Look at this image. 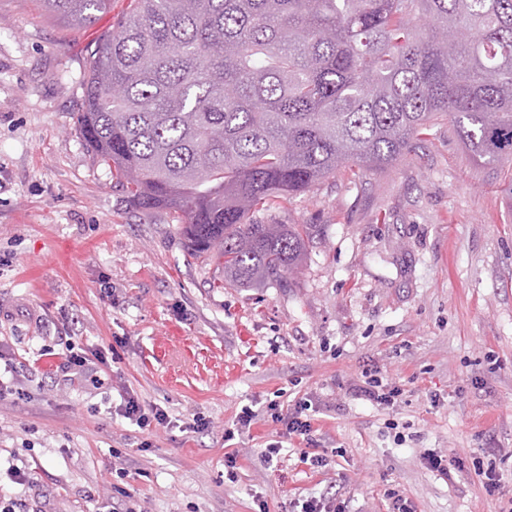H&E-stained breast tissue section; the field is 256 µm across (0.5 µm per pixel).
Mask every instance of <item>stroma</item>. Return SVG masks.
Instances as JSON below:
<instances>
[{
    "label": "stroma",
    "mask_w": 512,
    "mask_h": 512,
    "mask_svg": "<svg viewBox=\"0 0 512 512\" xmlns=\"http://www.w3.org/2000/svg\"><path fill=\"white\" fill-rule=\"evenodd\" d=\"M128 10L111 0L77 28L39 0H0V376L25 380L0 407V498L17 512H102L117 484L136 512H254L258 496L281 512L334 491L351 512H386L399 489L418 512H512L499 167L439 125L388 169L336 175L263 214L314 227L293 287H213L215 265L188 254L173 213L133 208L75 129L88 54ZM70 348L103 357L101 384L63 374ZM367 367L400 389L395 403L352 397ZM120 383L170 426L149 437L122 417ZM300 398L338 451L326 471L301 462L298 440L267 467L282 429L269 418L225 440L242 409ZM195 417L208 429L183 430ZM116 450L137 465L120 480ZM432 453L458 458L449 478L427 469Z\"/></svg>",
    "instance_id": "1"
}]
</instances>
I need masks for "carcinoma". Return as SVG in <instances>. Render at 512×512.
Instances as JSON below:
<instances>
[{
  "label": "carcinoma",
  "mask_w": 512,
  "mask_h": 512,
  "mask_svg": "<svg viewBox=\"0 0 512 512\" xmlns=\"http://www.w3.org/2000/svg\"><path fill=\"white\" fill-rule=\"evenodd\" d=\"M74 25L109 0H40ZM442 121L512 201V0H133L77 114L132 206L167 209L219 287L289 288L310 224H261Z\"/></svg>",
  "instance_id": "obj_1"
}]
</instances>
